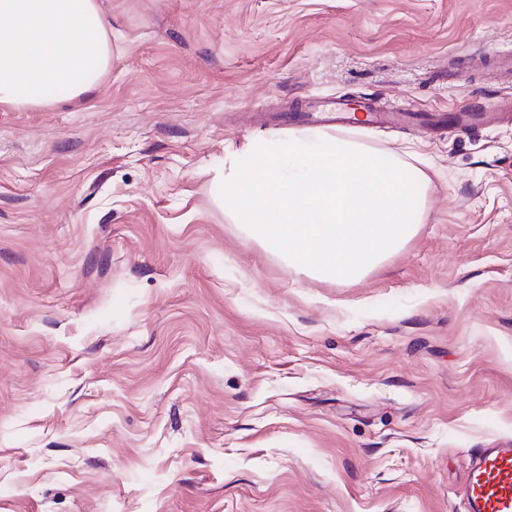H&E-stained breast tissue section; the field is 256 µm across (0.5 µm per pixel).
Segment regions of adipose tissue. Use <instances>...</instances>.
I'll use <instances>...</instances> for the list:
<instances>
[{
	"instance_id": "1",
	"label": "adipose tissue",
	"mask_w": 512,
	"mask_h": 512,
	"mask_svg": "<svg viewBox=\"0 0 512 512\" xmlns=\"http://www.w3.org/2000/svg\"><path fill=\"white\" fill-rule=\"evenodd\" d=\"M112 62V32L99 0H0V104L47 105V87L77 100Z\"/></svg>"
}]
</instances>
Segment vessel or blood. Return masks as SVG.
<instances>
[{
  "mask_svg": "<svg viewBox=\"0 0 512 512\" xmlns=\"http://www.w3.org/2000/svg\"><path fill=\"white\" fill-rule=\"evenodd\" d=\"M454 129L512 123V102L463 105L448 115ZM468 512H512V446L478 449L462 489Z\"/></svg>",
  "mask_w": 512,
  "mask_h": 512,
  "instance_id": "b4317fda",
  "label": "vessel or blood"
}]
</instances>
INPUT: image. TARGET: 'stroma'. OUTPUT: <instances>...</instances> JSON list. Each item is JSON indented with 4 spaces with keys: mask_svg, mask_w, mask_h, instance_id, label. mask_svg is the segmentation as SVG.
<instances>
[{
    "mask_svg": "<svg viewBox=\"0 0 512 512\" xmlns=\"http://www.w3.org/2000/svg\"><path fill=\"white\" fill-rule=\"evenodd\" d=\"M97 89L0 104V512H467L512 443V0H101ZM430 179L415 234L315 277L213 183L321 98ZM512 123V99L509 103L496 102L488 107L463 105L448 115V125L462 132L479 126Z\"/></svg>",
    "mask_w": 512,
    "mask_h": 512,
    "instance_id": "obj_1",
    "label": "stroma"
}]
</instances>
